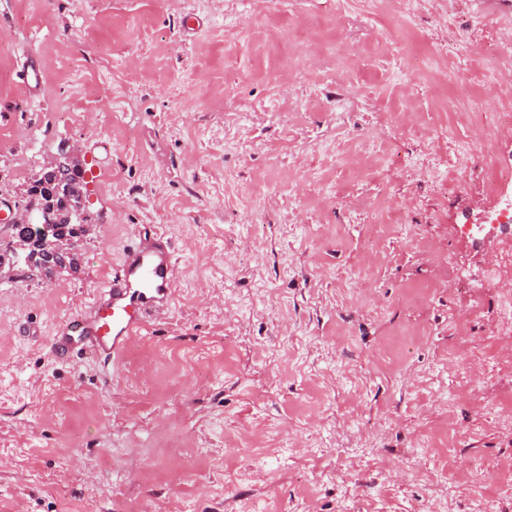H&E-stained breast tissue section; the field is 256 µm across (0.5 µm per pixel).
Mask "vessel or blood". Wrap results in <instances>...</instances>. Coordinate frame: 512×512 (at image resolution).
Here are the masks:
<instances>
[{"instance_id": "vessel-or-blood-1", "label": "vessel or blood", "mask_w": 512, "mask_h": 512, "mask_svg": "<svg viewBox=\"0 0 512 512\" xmlns=\"http://www.w3.org/2000/svg\"><path fill=\"white\" fill-rule=\"evenodd\" d=\"M174 270L168 240L158 235L141 238L125 251L120 270L95 299L60 325L57 350L87 344L107 357L123 353L149 318L169 308Z\"/></svg>"}]
</instances>
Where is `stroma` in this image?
<instances>
[{"label": "stroma", "mask_w": 512, "mask_h": 512, "mask_svg": "<svg viewBox=\"0 0 512 512\" xmlns=\"http://www.w3.org/2000/svg\"><path fill=\"white\" fill-rule=\"evenodd\" d=\"M508 52L479 0H0V215L73 144L89 224L0 276V512H512V223L460 234L512 197ZM146 231L168 311L55 358Z\"/></svg>", "instance_id": "35a3bbf8"}]
</instances>
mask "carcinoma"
<instances>
[{"mask_svg":"<svg viewBox=\"0 0 512 512\" xmlns=\"http://www.w3.org/2000/svg\"><path fill=\"white\" fill-rule=\"evenodd\" d=\"M82 166L77 162L62 166L43 167L35 175L28 187L25 205L36 210L51 209L60 216L57 224L48 225V234L30 231L24 225H15L13 242L23 248L10 253L14 269L18 271L35 270L50 279L60 271L77 266L78 255L55 254L49 242L59 239L74 240L85 232L86 218L80 221L68 220L71 209L75 207L72 188L79 186L78 178Z\"/></svg>","mask_w":512,"mask_h":512,"instance_id":"carcinoma-1","label":"carcinoma"}]
</instances>
